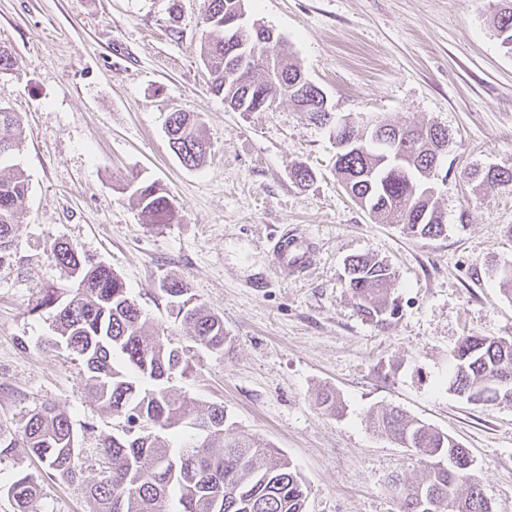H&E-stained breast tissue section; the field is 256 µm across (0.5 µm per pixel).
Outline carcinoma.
Here are the masks:
<instances>
[{
	"label": "carcinoma",
	"instance_id": "1",
	"mask_svg": "<svg viewBox=\"0 0 512 512\" xmlns=\"http://www.w3.org/2000/svg\"><path fill=\"white\" fill-rule=\"evenodd\" d=\"M243 0H204L206 37L200 58L210 75V89L240 112H261L286 97L310 119L323 125V100L298 95L287 78L301 72L288 60L283 40L262 43L255 27L241 32L224 26ZM251 46L270 56L274 76L230 69L237 47ZM171 150L195 167L207 144L194 115L181 108L166 121ZM347 136L357 146L336 151L335 171L347 195L375 220L397 224L419 239L441 236L447 228L444 212L434 200L432 176L442 156L448 130L438 126L380 122L366 130L350 123ZM23 140L19 116L0 107V161L18 150ZM468 178L489 188L512 187L511 168L475 169ZM141 213L151 224L177 218L163 189L156 183L132 181ZM28 192L23 173L0 174V268L11 264L18 207ZM53 260L71 278L67 298L46 292L38 308L48 311L56 335L48 340L82 360L83 381L102 407L125 419L122 435L101 439L100 470L108 476H86L70 417L54 405L32 411L20 430L0 427V458L24 448L39 458L50 478L85 485L91 512H306L308 489L297 469L276 449L256 437L227 433L224 406L202 408L191 398L174 399L171 380L187 367V348L173 346L148 330V318L111 267L91 260L67 242L51 245ZM347 284L359 311L377 321L395 312L389 288L395 273L370 255H355L346 263ZM174 321L188 326L189 341L211 352H224V323L194 301L187 283L163 282ZM449 390L472 403L512 400L503 380H512V341L468 334L453 355ZM186 426L191 434L173 448L167 431ZM376 432L408 440L421 455L419 479L404 485L392 479L402 496L397 512H495L472 472L469 451L431 425L391 409L373 421ZM17 512H38L39 485L18 477L9 487Z\"/></svg>",
	"mask_w": 512,
	"mask_h": 512
}]
</instances>
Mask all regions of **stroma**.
Masks as SVG:
<instances>
[{
	"label": "stroma",
	"instance_id": "stroma-1",
	"mask_svg": "<svg viewBox=\"0 0 512 512\" xmlns=\"http://www.w3.org/2000/svg\"><path fill=\"white\" fill-rule=\"evenodd\" d=\"M504 0H247L249 22L287 43L290 58L336 113L437 124L453 137L437 199L442 236L417 239L362 210L336 179V146L291 102L235 112L209 89L200 60L203 0H0V45L18 69L0 74V106L24 130L8 166L29 191L18 209L17 253L0 268V425L20 428L52 403L69 415L87 465L123 418L81 380L82 363L46 341L38 302L66 289L53 242L109 264L153 328L174 343L187 330L167 313L164 280L185 281L224 323V351H191L173 395L224 407L230 431L288 457L308 488L306 512H396L389 480H414L413 449L378 436L371 417L397 408L457 440L496 512H512V404L476 405L449 390L462 336L512 340V187L481 194L471 167L512 168V50L493 17ZM194 113L208 153L188 167L165 120ZM298 164L314 179L298 186ZM163 186L178 218L150 224L130 180ZM467 223H459L460 210ZM312 260L284 276L271 253L286 231ZM369 253L395 272L397 312L363 316L345 286L347 258ZM330 392L340 408L317 396ZM40 486V512H89L85 489L49 479L26 451L0 459V512L19 475Z\"/></svg>",
	"mask_w": 512,
	"mask_h": 512
}]
</instances>
